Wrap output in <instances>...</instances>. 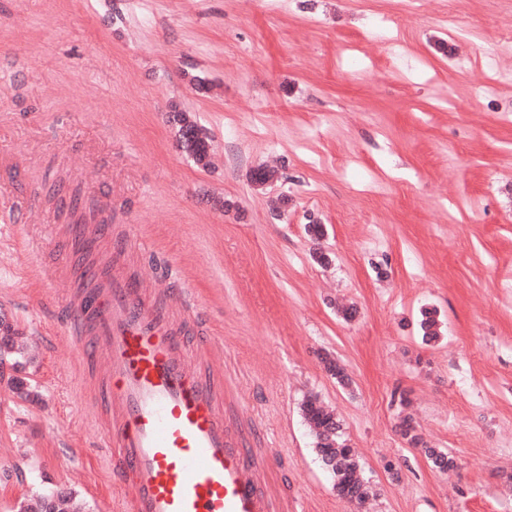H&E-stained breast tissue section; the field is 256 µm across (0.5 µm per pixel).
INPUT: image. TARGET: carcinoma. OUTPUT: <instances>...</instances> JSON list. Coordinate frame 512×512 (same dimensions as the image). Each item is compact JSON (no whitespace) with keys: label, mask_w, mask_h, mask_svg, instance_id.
<instances>
[{"label":"carcinoma","mask_w":512,"mask_h":512,"mask_svg":"<svg viewBox=\"0 0 512 512\" xmlns=\"http://www.w3.org/2000/svg\"><path fill=\"white\" fill-rule=\"evenodd\" d=\"M174 121L179 125V139L183 147L196 162L205 163L208 156L205 134L181 112L174 115ZM420 327L425 342L430 343L439 338V320L436 312L424 311ZM324 363L337 384L342 387L351 385V378L346 369L337 360L326 357ZM301 411L313 433L315 452L324 468L331 473L336 491L357 499L360 505L374 498L376 493L370 483L363 478H356V475L361 473V463L356 452L347 446L342 422L315 396L303 401ZM424 456L430 467L438 472L444 473L457 468L456 458L442 449L426 448Z\"/></svg>","instance_id":"cac0c4a2"}]
</instances>
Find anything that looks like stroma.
<instances>
[{
  "label": "stroma",
  "instance_id": "35a3bbf8",
  "mask_svg": "<svg viewBox=\"0 0 512 512\" xmlns=\"http://www.w3.org/2000/svg\"><path fill=\"white\" fill-rule=\"evenodd\" d=\"M509 28L512 0H0V64L26 65L0 78V205L43 217L0 223V512H112L64 290L37 274L47 256L79 275L65 228L105 201L131 245L114 269L166 266L223 337L226 419L253 426L271 480L353 512L301 414L315 395L377 512H512V83L486 91L483 58ZM177 111L207 135V164ZM260 167L275 173L262 186ZM401 393L458 469L401 437ZM174 121L179 125V139L183 147L194 157L197 163L206 164L208 143L205 134L189 121L184 113L177 112Z\"/></svg>",
  "mask_w": 512,
  "mask_h": 512
}]
</instances>
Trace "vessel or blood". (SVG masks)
I'll list each match as a JSON object with an SVG mask.
<instances>
[{"mask_svg":"<svg viewBox=\"0 0 512 512\" xmlns=\"http://www.w3.org/2000/svg\"><path fill=\"white\" fill-rule=\"evenodd\" d=\"M48 283L68 281V355L98 389L105 428L91 443L105 456L122 512H305L265 480L248 428L224 417V375L211 360L221 342L183 337L186 312L142 281L89 266L69 281L61 259L42 262Z\"/></svg>","mask_w":512,"mask_h":512,"instance_id":"obj_1","label":"vessel or blood"}]
</instances>
